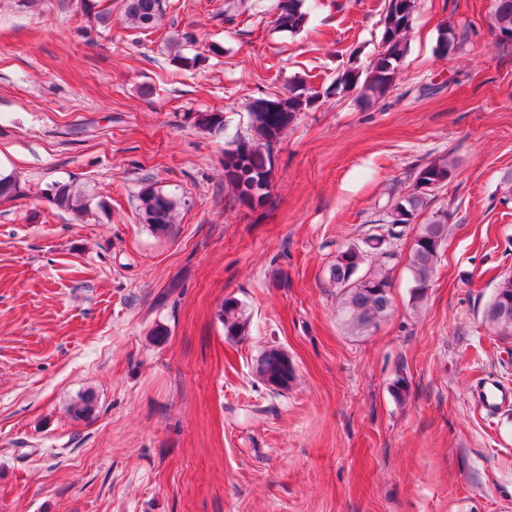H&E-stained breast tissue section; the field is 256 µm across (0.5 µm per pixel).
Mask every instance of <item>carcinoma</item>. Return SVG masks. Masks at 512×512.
<instances>
[{
  "label": "carcinoma",
  "mask_w": 512,
  "mask_h": 512,
  "mask_svg": "<svg viewBox=\"0 0 512 512\" xmlns=\"http://www.w3.org/2000/svg\"><path fill=\"white\" fill-rule=\"evenodd\" d=\"M415 0H388L384 17V30L380 50L361 75L354 69L344 70L336 84L345 90H358L364 98L381 97L391 88L397 65L406 52L405 35L409 29L410 17ZM166 11L165 0H125V21L132 27L148 30L159 24ZM278 25L295 33L304 27L306 14L300 11L299 0H276ZM492 26L497 31L512 32V0H494L492 5ZM463 41L453 28L444 30L438 39L436 51L449 56L459 50ZM318 102L315 92L292 90L288 97L277 100L259 99L252 104L250 119L252 134L248 138H237L224 149V187L238 204L254 208L262 205L270 196L273 182L272 162L265 160L264 150L269 143L282 136L297 115L310 109ZM454 173V163L446 158L434 159L421 166L414 177L411 192L398 198L390 207L387 221V235L398 238L404 226L418 216L427 204L428 194L419 191L420 183L428 181L434 187L448 182ZM51 203L59 210L80 211L84 200L76 196L67 185H56L50 197ZM139 211L149 228L157 234H166L173 224L174 202L167 195L147 189L139 195ZM385 235V236H387ZM382 234H371L360 248L361 253L369 252L379 257L390 258L392 253L384 250L386 242ZM448 239V216L444 215L421 226L419 238L414 240L408 256V268L412 287L410 302L418 309L428 295L438 262L442 244ZM355 245L351 244L337 252L330 267V279L342 293V310L346 326L353 334H361L376 327L388 315L391 308L390 289L392 281L385 263L369 268L364 277L353 281L352 267ZM219 320L224 324L225 336L237 339L245 336L249 328V316L238 300L227 298L218 311ZM484 321L502 336H512V319L501 316L498 306L491 302L484 309ZM255 376L263 379L270 375L280 380V388L288 390L295 378V370L288 355L276 346L266 348L254 367ZM393 398L400 404L409 397V383L398 376L390 385ZM93 395L86 393L69 406V412L76 420H87L95 413Z\"/></svg>",
  "instance_id": "1"
}]
</instances>
